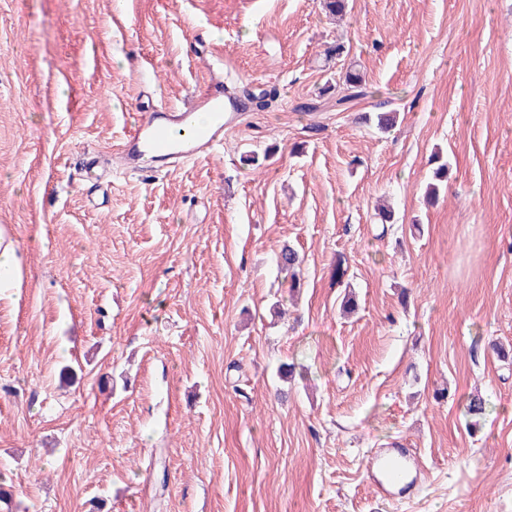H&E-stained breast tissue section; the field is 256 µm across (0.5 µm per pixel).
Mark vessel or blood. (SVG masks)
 <instances>
[{
  "label": "vessel or blood",
  "mask_w": 512,
  "mask_h": 512,
  "mask_svg": "<svg viewBox=\"0 0 512 512\" xmlns=\"http://www.w3.org/2000/svg\"><path fill=\"white\" fill-rule=\"evenodd\" d=\"M233 101L215 80L198 90L187 107L148 105L121 145L119 167L141 172L155 165L175 169L191 160L212 158L224 144L231 123L226 110ZM415 464L414 454L406 448L374 454L369 471L375 494L389 500L395 492L409 490L407 475Z\"/></svg>",
  "instance_id": "1"
}]
</instances>
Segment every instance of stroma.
Instances as JSON below:
<instances>
[{
	"instance_id": "35a3bbf8",
	"label": "stroma",
	"mask_w": 512,
	"mask_h": 512,
	"mask_svg": "<svg viewBox=\"0 0 512 512\" xmlns=\"http://www.w3.org/2000/svg\"><path fill=\"white\" fill-rule=\"evenodd\" d=\"M215 57L275 102L94 208L85 151ZM350 66L369 95L320 96ZM0 234V512H512V0H0ZM393 447L421 486L382 502ZM17 273L15 248L12 242L3 245L0 235V288L7 287ZM301 261L302 260L298 253L288 246H284L276 255L278 268L281 272L289 275V288H291V290L299 288L300 283L297 275V269H299ZM416 464V458L407 448H394L374 454L369 461L372 488L380 498L390 500L396 491L412 488L416 480L406 482L408 473Z\"/></svg>"
}]
</instances>
